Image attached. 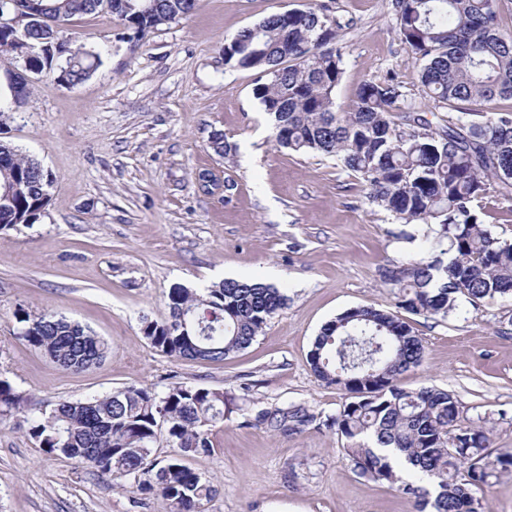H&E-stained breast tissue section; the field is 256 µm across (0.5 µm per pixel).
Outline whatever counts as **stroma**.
<instances>
[{"mask_svg": "<svg viewBox=\"0 0 512 512\" xmlns=\"http://www.w3.org/2000/svg\"><path fill=\"white\" fill-rule=\"evenodd\" d=\"M312 2L198 0L190 16L141 39L107 12L75 18L65 33L99 53L95 72L74 86L33 76L26 105L0 125V140L54 177L39 221L0 232V379L25 398L23 412L0 416V512H163L157 496L45 452L27 420L63 400L176 384L224 394L210 453L186 460L219 489L202 512H415L389 484L353 472L335 431L312 425L286 437L251 421L294 404L336 414L347 395L312 373L314 338L350 308L395 311L379 271L415 253L395 239L401 221L370 204L337 159L278 146L255 72L224 63L240 30ZM338 5L352 25L336 109L389 70L426 109L389 0ZM217 131L228 155L210 146ZM227 278L288 296L250 347L211 363L166 356L144 338L142 317L166 316L170 288ZM22 309L78 321L111 350L87 371H65L19 338ZM407 320L425 357L400 386L453 393L493 447L512 448V299L463 300L448 319Z\"/></svg>", "mask_w": 512, "mask_h": 512, "instance_id": "obj_1", "label": "stroma"}]
</instances>
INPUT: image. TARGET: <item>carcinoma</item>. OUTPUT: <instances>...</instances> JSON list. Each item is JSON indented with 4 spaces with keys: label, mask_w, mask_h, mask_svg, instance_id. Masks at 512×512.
I'll use <instances>...</instances> for the list:
<instances>
[{
    "label": "carcinoma",
    "mask_w": 512,
    "mask_h": 512,
    "mask_svg": "<svg viewBox=\"0 0 512 512\" xmlns=\"http://www.w3.org/2000/svg\"><path fill=\"white\" fill-rule=\"evenodd\" d=\"M0 0V15L29 16L26 34L0 23V51L21 58L31 46L44 52L28 60L58 82L88 79L100 56L60 37L77 16L106 11L136 36L188 16L196 0ZM397 35L419 65L422 92L433 108L460 116L437 122L414 111L394 72L365 81L346 112L334 106L344 74L341 33L353 24L337 0L306 10L272 14L224 44V64L257 72L254 95L273 123L276 142L293 152L336 157L358 175L368 199L411 227L401 239L417 244L418 257L382 268L397 307L446 319L465 298L477 308L512 296V241L495 236L475 209L493 188L512 197V112L478 121L470 106L512 99V38L499 31V0H391ZM0 99V122L24 104L27 83L10 80ZM52 174L8 142L0 141V231L34 224L48 204ZM288 304L278 288L255 279H225L202 289L176 286L168 315L143 320L145 339L167 356L222 362L248 348L267 322ZM19 336L65 370L82 371L109 353L108 342L87 327L24 309ZM422 339L398 315L360 306L326 323L308 354L313 374L350 394L336 414L319 420L307 406L265 408L255 425L291 436L318 422L347 442L358 475L397 485L416 512H482L475 491L512 471V449L492 450L488 431L463 425L454 394L434 387L405 389L399 376L421 363ZM23 397L0 381V415L18 411ZM224 422V392L175 385L158 394L127 387L85 400L61 401L31 420L28 433L48 453L86 463L155 492L164 512H197L216 489L184 464L211 451L210 431ZM168 458L147 463L160 445ZM407 464L435 480L398 483Z\"/></svg>",
    "instance_id": "1"
}]
</instances>
